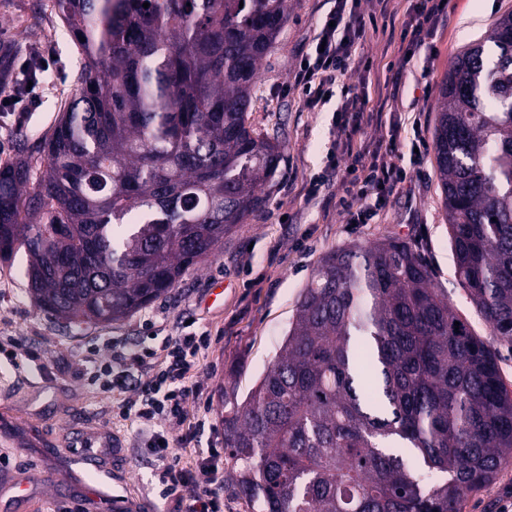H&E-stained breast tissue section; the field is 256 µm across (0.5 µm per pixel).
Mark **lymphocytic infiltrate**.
Masks as SVG:
<instances>
[{"instance_id":"1","label":"lymphocytic infiltrate","mask_w":512,"mask_h":512,"mask_svg":"<svg viewBox=\"0 0 512 512\" xmlns=\"http://www.w3.org/2000/svg\"><path fill=\"white\" fill-rule=\"evenodd\" d=\"M446 15L445 0H417L412 5L400 33L404 59H412L417 48L430 46ZM325 19L314 39L315 50L302 56L289 85L301 91L305 108L312 112L321 110L334 90H341L343 101L337 109L340 119L336 126L350 136L354 129L346 116L351 112L363 114L365 104L346 85L345 78L356 44L367 34V24L350 0H332ZM405 145L399 131L394 130L374 150L351 151L342 160L330 157V169L343 173V205L358 208L357 223H368L389 197L403 192L410 165L418 163L428 147L419 135L409 144L412 153H405ZM208 345L207 337L183 331L163 338L165 357L161 363H153V349L144 346L111 352L104 358L90 356L86 368L91 383L102 391L122 393L117 404L120 415L151 429L150 441L160 463L158 480L166 491L186 501V512H224V485L214 464L220 449H205L194 472L181 466L177 454L178 448L200 440L205 432V420H198L189 429L184 423L189 400L202 393L192 377L198 357Z\"/></svg>"}]
</instances>
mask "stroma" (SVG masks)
I'll return each instance as SVG.
<instances>
[{"instance_id":"35a3bbf8","label":"stroma","mask_w":512,"mask_h":512,"mask_svg":"<svg viewBox=\"0 0 512 512\" xmlns=\"http://www.w3.org/2000/svg\"><path fill=\"white\" fill-rule=\"evenodd\" d=\"M54 0H0V43L14 50V80L42 58L46 77L34 93L37 107L16 112L0 105V164L13 158L19 138L36 145L51 130L75 87L84 58L67 34ZM409 0H361V14L378 13V31L368 33L357 56L370 57L369 72L352 71L354 93L368 101L369 116L352 138L341 135L329 112H308L297 94L287 92L290 73L306 53L326 0H288V22L264 60L249 121L260 132L278 131L285 145L276 180L265 207L236 225L207 259L183 276L175 288L131 317L116 323L67 325L39 310L27 292V256L17 251L0 261V346L38 353L37 362L21 367L0 365V420L12 422L28 443L0 442L16 478L39 474L35 496L40 508L60 498L71 512H115L111 500L69 486L70 460L63 445L81 430L106 429L121 439L117 456L107 458L115 494L136 500L138 512H170L172 503L159 495L157 457L148 435L122 420L110 394L81 379L91 348L108 338L131 349L142 337L168 336L183 326L207 333L209 350L199 358L197 380L201 403L188 414H207L212 430L202 444L224 445V405L244 400L276 356L294 319L298 296L319 261L337 247L367 245L397 237L416 243L430 264L437 285L472 330L488 335L484 320L458 286L432 153H425L413 172L412 194L391 197L374 221L353 224L339 204L342 190L331 179L324 198L306 201L304 183L324 167L328 155L347 149H374L393 122L420 120L431 138L439 87L449 62L464 46L480 39L491 23L512 10V0H448V20L431 48L417 50L402 72L401 90L389 85L403 54L399 34ZM512 504V462L495 482L469 494L460 512H500Z\"/></svg>"}]
</instances>
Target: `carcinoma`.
<instances>
[{"instance_id": "obj_1", "label": "carcinoma", "mask_w": 512, "mask_h": 512, "mask_svg": "<svg viewBox=\"0 0 512 512\" xmlns=\"http://www.w3.org/2000/svg\"><path fill=\"white\" fill-rule=\"evenodd\" d=\"M149 7H143V3ZM84 65L41 141L0 166V259L80 325L168 293L266 203L283 144L248 122L288 0H55ZM435 167L474 334L409 242L326 254L280 351L224 411L235 493L254 512H459L512 459V11L440 88ZM459 325H454V322ZM448 479L427 486L422 472Z\"/></svg>"}]
</instances>
